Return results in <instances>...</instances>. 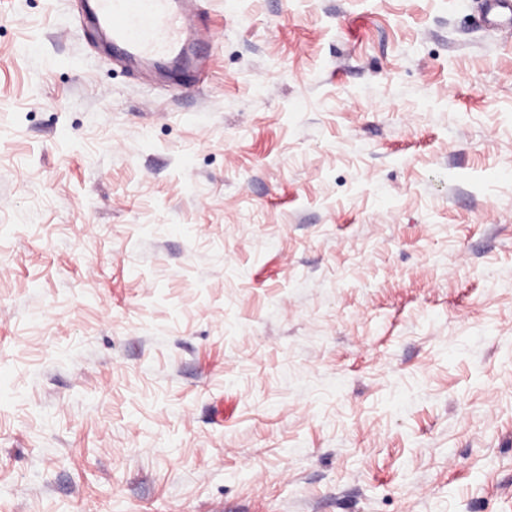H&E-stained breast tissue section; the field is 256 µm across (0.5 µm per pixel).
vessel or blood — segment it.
<instances>
[{
    "instance_id": "obj_1",
    "label": "vessel or blood",
    "mask_w": 512,
    "mask_h": 512,
    "mask_svg": "<svg viewBox=\"0 0 512 512\" xmlns=\"http://www.w3.org/2000/svg\"><path fill=\"white\" fill-rule=\"evenodd\" d=\"M95 19L111 33L116 57L193 61L186 34L194 15L183 0H96Z\"/></svg>"
}]
</instances>
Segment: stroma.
I'll return each mask as SVG.
<instances>
[{"label": "stroma", "instance_id": "stroma-1", "mask_svg": "<svg viewBox=\"0 0 512 512\" xmlns=\"http://www.w3.org/2000/svg\"><path fill=\"white\" fill-rule=\"evenodd\" d=\"M82 5L0 0V512H512V23ZM95 1V19L111 33L116 57L194 62L185 35L195 15L182 6L194 0Z\"/></svg>", "mask_w": 512, "mask_h": 512}]
</instances>
